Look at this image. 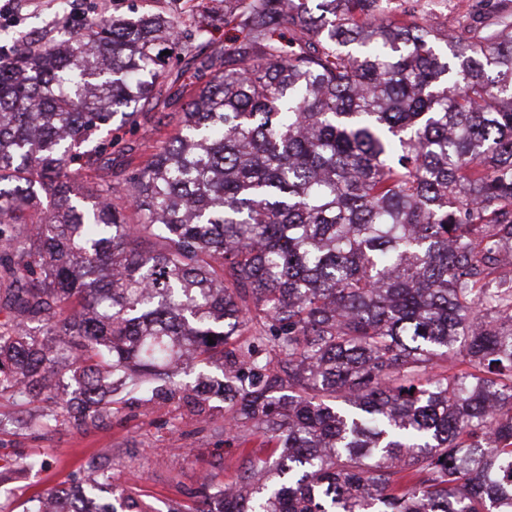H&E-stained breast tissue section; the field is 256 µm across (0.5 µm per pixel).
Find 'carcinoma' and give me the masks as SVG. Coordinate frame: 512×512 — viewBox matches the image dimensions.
<instances>
[{"instance_id":"cac0c4a2","label":"carcinoma","mask_w":512,"mask_h":512,"mask_svg":"<svg viewBox=\"0 0 512 512\" xmlns=\"http://www.w3.org/2000/svg\"><path fill=\"white\" fill-rule=\"evenodd\" d=\"M308 2L224 0L239 36L121 179L90 178L103 135L204 16H90L0 63V398L76 427L177 399L278 451L169 512H512V15ZM85 469L53 512H149Z\"/></svg>"}]
</instances>
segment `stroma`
<instances>
[{"instance_id": "1", "label": "stroma", "mask_w": 512, "mask_h": 512, "mask_svg": "<svg viewBox=\"0 0 512 512\" xmlns=\"http://www.w3.org/2000/svg\"><path fill=\"white\" fill-rule=\"evenodd\" d=\"M189 0H87V10L99 16L130 12H162L181 18ZM417 9L432 22H461L494 30L512 0H418ZM65 0L54 7L29 6L15 22H0V45L21 48L37 40L60 39L81 22L69 18ZM182 78L169 93L146 102L133 127L119 133L112 148V170L130 174L144 165L176 125L182 104L208 80L211 69L204 55H180L171 63ZM0 466L17 465L31 454L45 455L49 466L34 476L20 477L0 487V512H28L45 492L78 486L89 458L108 455L115 485L139 492L153 512H167L202 488L205 478L231 484L244 473L241 449L227 447L212 424L186 404L172 400L149 406L128 400L122 412L94 426L76 427L62 421L39 419L35 406H19L0 399Z\"/></svg>"}]
</instances>
